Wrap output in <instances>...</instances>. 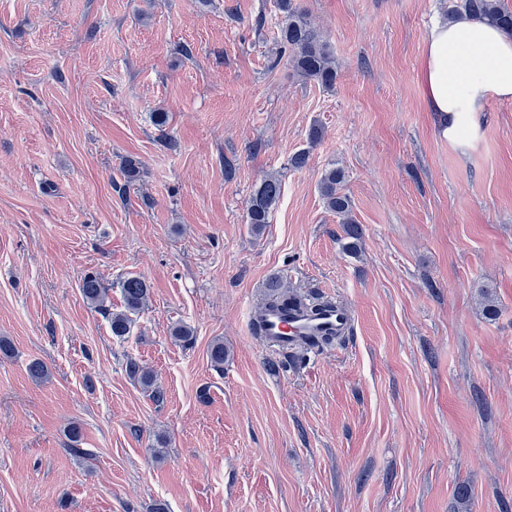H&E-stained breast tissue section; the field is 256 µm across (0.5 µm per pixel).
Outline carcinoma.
Returning <instances> with one entry per match:
<instances>
[{
  "label": "carcinoma",
  "mask_w": 512,
  "mask_h": 512,
  "mask_svg": "<svg viewBox=\"0 0 512 512\" xmlns=\"http://www.w3.org/2000/svg\"><path fill=\"white\" fill-rule=\"evenodd\" d=\"M281 22L278 29V41L283 50L291 53V62L297 74L306 81H314L329 89L336 82V67L331 51L322 35L311 26L305 13L294 0H279ZM476 16L512 32V10L502 0H460V4L448 11L452 19L461 14ZM344 174L334 166L326 169L320 179V194L325 207L336 214L347 225L346 242L343 249L358 254L362 239V229L352 218L350 197L342 191ZM282 182L277 177H269L255 188L246 201L245 221L254 235L262 233L269 223L272 210L280 201ZM122 309L113 310L107 305V289L103 288L97 276L89 273L84 276L80 292L88 305L103 314L109 321L112 335L123 340L130 336L139 314L148 305L150 288L139 276H129L120 282ZM268 293L262 307L270 306L288 310L295 303H306L300 295L288 291L279 280H272L267 285ZM228 351L224 340H214L208 349L210 365L219 371L224 370V359ZM127 371L145 389L152 390L153 398L163 399V393L156 387L153 373L135 360L127 362Z\"/></svg>",
  "instance_id": "cac0c4a2"
}]
</instances>
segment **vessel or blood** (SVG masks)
Here are the masks:
<instances>
[{
	"mask_svg": "<svg viewBox=\"0 0 512 512\" xmlns=\"http://www.w3.org/2000/svg\"><path fill=\"white\" fill-rule=\"evenodd\" d=\"M351 327L350 311L335 303L315 316L274 310L266 316L261 341L274 349L285 351L291 349L299 341L346 334Z\"/></svg>",
	"mask_w": 512,
	"mask_h": 512,
	"instance_id": "vessel-or-blood-1",
	"label": "vessel or blood"
}]
</instances>
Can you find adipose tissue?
I'll return each mask as SVG.
<instances>
[{"label": "adipose tissue", "mask_w": 512, "mask_h": 512, "mask_svg": "<svg viewBox=\"0 0 512 512\" xmlns=\"http://www.w3.org/2000/svg\"><path fill=\"white\" fill-rule=\"evenodd\" d=\"M421 82L443 134L463 139L490 100L512 101V33L473 16L437 23L425 41Z\"/></svg>", "instance_id": "obj_1"}]
</instances>
